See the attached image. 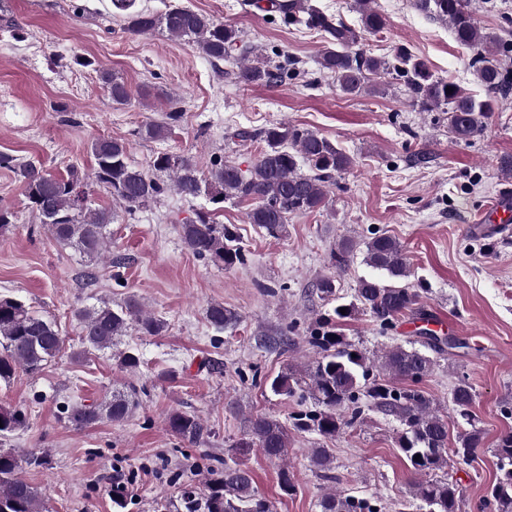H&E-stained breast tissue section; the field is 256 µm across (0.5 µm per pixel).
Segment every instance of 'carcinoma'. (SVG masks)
I'll return each mask as SVG.
<instances>
[{"label": "carcinoma", "mask_w": 512, "mask_h": 512, "mask_svg": "<svg viewBox=\"0 0 512 512\" xmlns=\"http://www.w3.org/2000/svg\"><path fill=\"white\" fill-rule=\"evenodd\" d=\"M360 14V27L355 29L341 18L327 14L305 0H268V9L283 16L288 23H299L318 29L327 36L328 46L320 58L322 70L347 95L374 89L373 79L387 74L403 82L411 106L421 112L442 111L448 114V133L457 141L469 142L483 133L494 112L497 98L512 90V82L495 63L499 37L483 29L471 7L470 0H413V7L425 16L448 24L455 40L473 52L470 66L478 84L485 91L479 99L454 80L433 74L421 58L399 48L392 60L375 57L357 48L362 34L384 29L385 16L377 9L376 0H355ZM116 8L127 12L126 30L147 35L162 30L170 36L186 39L213 61L234 59L241 43L240 32L232 25L216 22L187 7H174L157 16L144 11H130L133 0H114ZM296 68L288 60L254 58L237 66L239 82L252 85H274L294 79ZM112 101L125 104L131 91L107 72H101ZM182 112L174 108L161 122H151L138 134L149 139H167L180 121ZM265 149L252 160L247 169L214 158L209 175H200L196 161L188 156L162 152L152 161L148 173L129 162L128 144L112 137L91 142L95 159L92 180L71 171L65 176L45 173L31 164L16 162L0 154V167L14 170L23 184L31 207L41 223L58 242L94 260L109 252L110 225L115 212L91 209L87 199L91 187L98 186L112 195L128 213L146 206L171 187L186 200L200 196L213 205L225 201L249 203L247 220L279 236L288 219L320 211L327 207L329 186L335 175L351 168L352 158L336 148L325 137L290 124L271 125L261 131ZM180 238L185 247L201 260L226 269L244 264L245 255L236 244L237 236L229 228L214 222L212 211L200 210L180 225ZM355 244L343 241L332 253V265L340 270L350 261ZM366 263L377 274L361 279L353 300L338 304L332 312L321 316L311 329L310 344L317 348V357L304 369V374L285 367L269 382L270 391L281 397H292L303 388L314 401L315 409L295 415L292 426L332 438L344 427L353 426L363 413L361 400L402 425L396 446L408 460L414 475L411 485L416 499L427 512H460L461 491L448 478V416L435 399L409 384L421 382L436 365L429 352L442 354L450 345L433 333H423L421 347L394 345L383 350L375 360L350 343L336 330L339 322L362 311L382 326H391L407 313L419 311L420 295L409 286L407 255L394 237L374 234L365 242ZM319 298L336 299L334 279L323 278L316 283ZM346 309L341 313L340 309ZM73 316L81 327V350H116L119 365L134 371L140 357L132 348L120 349L122 336L131 328L144 336H160L167 323L143 312L132 297L112 305L74 309ZM209 322L218 330L231 328L240 320L239 314L222 304L207 310ZM64 349V337L55 322L33 310L24 301L0 296V381L8 382L19 368L30 374L44 370L56 361ZM136 388L114 392L91 404L75 403L66 409L68 422L82 428L100 420L121 423L136 406ZM473 390L461 379L452 390V404L460 415L468 416ZM25 420L19 410L0 408V438L19 428ZM169 430L194 442L203 426L199 419L180 411L167 418ZM481 444L477 428L458 438L453 455L468 459ZM289 431L285 423L267 416L254 418L249 430L227 450L224 467L212 471L204 491L188 490L182 494L175 512H274V505L259 493L254 477L243 463L254 449L270 460L280 463L279 486L290 495L295 491L294 474L288 466ZM494 454L499 476L490 486L481 507L491 506L495 512H512V431L500 435ZM419 459H414V456ZM33 467L47 464L45 456L30 451L22 459L14 451L0 449V512H43L38 490L20 478L21 463ZM321 512H382L376 501L341 491L326 493L320 502Z\"/></svg>", "instance_id": "1"}]
</instances>
